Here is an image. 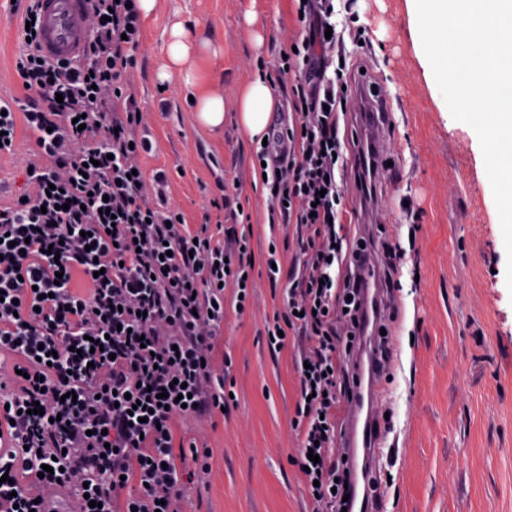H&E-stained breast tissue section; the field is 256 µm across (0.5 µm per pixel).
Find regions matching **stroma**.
Masks as SVG:
<instances>
[{
    "instance_id": "35a3bbf8",
    "label": "stroma",
    "mask_w": 512,
    "mask_h": 512,
    "mask_svg": "<svg viewBox=\"0 0 512 512\" xmlns=\"http://www.w3.org/2000/svg\"><path fill=\"white\" fill-rule=\"evenodd\" d=\"M332 21L351 81L368 77L392 102L387 158L394 170L378 192L379 212L359 214L369 235L386 228L406 255L401 291L389 295L393 351L387 419L380 422L384 512H512V291L499 214L478 136L453 119L439 97L407 0H333ZM0 0V98H25L14 68L20 18ZM194 23L195 76L160 73L174 24ZM303 24L296 0H157L142 22L130 71L142 128L152 148L146 175L164 173L169 207L188 229L214 237L249 227L254 288L243 316L224 320V355L235 394L224 414L188 423L210 452L209 469L188 484L184 512H316L291 457L299 399L297 364L307 346L292 335L283 349L266 331L284 312L283 289L267 278L276 256L290 270L299 255L295 225L268 224L270 192L256 170L255 143L237 122L238 94L253 77L275 91L270 132L291 118L294 75L281 59ZM224 96V126L196 120L195 98ZM20 129L0 155V203L23 185L37 152ZM236 183L235 205L222 204Z\"/></svg>"
}]
</instances>
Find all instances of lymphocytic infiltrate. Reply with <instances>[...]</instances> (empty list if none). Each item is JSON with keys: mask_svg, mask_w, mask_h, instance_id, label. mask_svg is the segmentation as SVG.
Returning <instances> with one entry per match:
<instances>
[{"mask_svg": "<svg viewBox=\"0 0 512 512\" xmlns=\"http://www.w3.org/2000/svg\"><path fill=\"white\" fill-rule=\"evenodd\" d=\"M90 6L83 57L43 61L36 42H23L15 71L30 97L17 107L0 100V150L22 121L43 156L26 175L31 193L0 206V362L10 367L0 379V512H34L38 481L60 483L77 512H177L185 477L208 469L209 450H176L175 423L227 405L222 285L250 292L246 232L216 239L207 227L186 229L162 203L164 174L139 170L151 144L137 133L140 108L123 79L139 44L137 7ZM298 9L305 34L284 60L298 76V119L277 136L286 153L255 152L276 187L270 224L300 228L299 271H268L285 283V311L267 336L276 349L284 328L309 341L295 463L315 503L338 512L350 477L335 451L336 411L365 323L355 262L366 250L340 249L350 240L338 182L347 95L330 56L336 41L325 36L332 0H299ZM184 391L187 406L177 401Z\"/></svg>", "mask_w": 512, "mask_h": 512, "instance_id": "obj_1", "label": "lymphocytic infiltrate"}]
</instances>
